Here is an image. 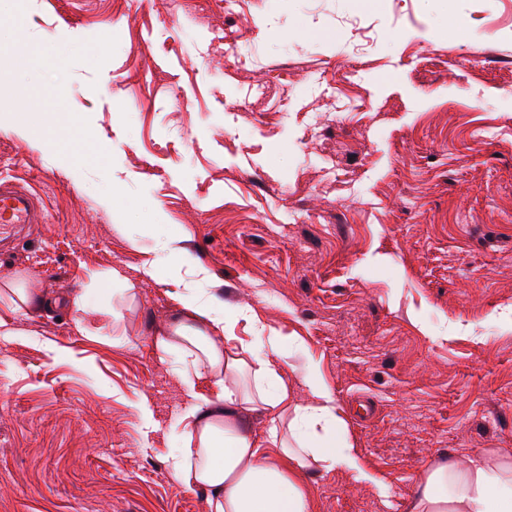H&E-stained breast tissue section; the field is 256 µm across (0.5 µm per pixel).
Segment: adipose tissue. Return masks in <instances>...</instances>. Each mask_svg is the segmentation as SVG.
Here are the masks:
<instances>
[{
  "mask_svg": "<svg viewBox=\"0 0 512 512\" xmlns=\"http://www.w3.org/2000/svg\"><path fill=\"white\" fill-rule=\"evenodd\" d=\"M178 301L181 312L159 345L182 353L186 388L205 367L217 393L183 412L185 448L171 458V473L207 491V512H313L302 472L357 467L354 450L336 444L343 420L335 393L311 367L301 380L305 401L295 398L273 364L285 355L283 338L267 330L251 305L223 311L214 295L192 285ZM239 321L251 325L256 340L228 335ZM258 418L265 423L261 433L253 426ZM407 512H512V457L488 450L465 461L430 458Z\"/></svg>",
  "mask_w": 512,
  "mask_h": 512,
  "instance_id": "obj_1",
  "label": "adipose tissue"
}]
</instances>
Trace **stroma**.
Listing matches in <instances>:
<instances>
[{
    "label": "stroma",
    "mask_w": 512,
    "mask_h": 512,
    "mask_svg": "<svg viewBox=\"0 0 512 512\" xmlns=\"http://www.w3.org/2000/svg\"><path fill=\"white\" fill-rule=\"evenodd\" d=\"M0 179L43 208L0 292L49 299L0 335V512H207L168 238L335 392L314 512L512 455V0H0Z\"/></svg>",
    "instance_id": "35a3bbf8"
}]
</instances>
